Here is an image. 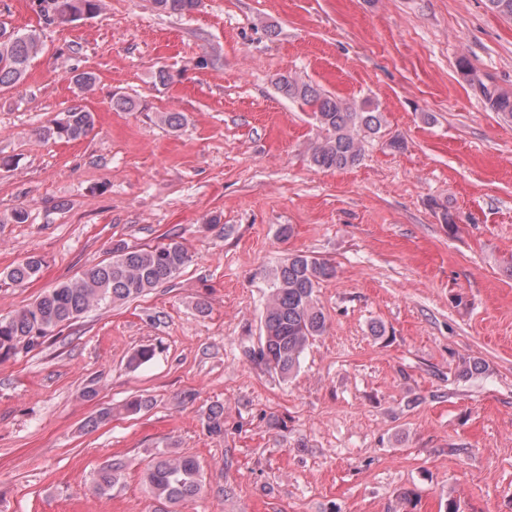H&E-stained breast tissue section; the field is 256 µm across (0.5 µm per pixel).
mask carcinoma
I'll return each instance as SVG.
<instances>
[{"mask_svg": "<svg viewBox=\"0 0 512 512\" xmlns=\"http://www.w3.org/2000/svg\"><path fill=\"white\" fill-rule=\"evenodd\" d=\"M103 0H32L46 25L72 22L93 15ZM156 9L170 16L189 14L199 0H153ZM42 49L39 35L9 32L0 28V88L22 81L30 60ZM278 90L287 98L312 108V117L323 132L312 147L311 162L322 170H344L363 157L366 139L376 135L384 123L383 113L365 100L350 103L319 91L290 75L277 79ZM492 110L512 115V95L483 89ZM94 128L93 113L81 106L65 112L63 118L37 130L43 139L57 137L78 140ZM192 261L184 244L175 239L148 248H131L119 243L112 247V259L85 270L81 276L60 284L7 318L0 319V357L28 353L59 328L76 322L103 305L134 300L151 289L173 280ZM41 262L30 257L9 269L7 278L22 286L35 277ZM328 261L306 254H290L270 273V292L265 303L260 346L253 359L283 379L293 376L316 337L325 333L326 316L318 306L316 288L335 275ZM209 434H224V408L212 406L206 416ZM127 463L114 458L99 468L95 490L106 495L123 479ZM143 482L160 505L158 512L187 501L202 490L200 466L188 455L159 451L144 471Z\"/></svg>", "mask_w": 512, "mask_h": 512, "instance_id": "carcinoma-1", "label": "carcinoma"}]
</instances>
